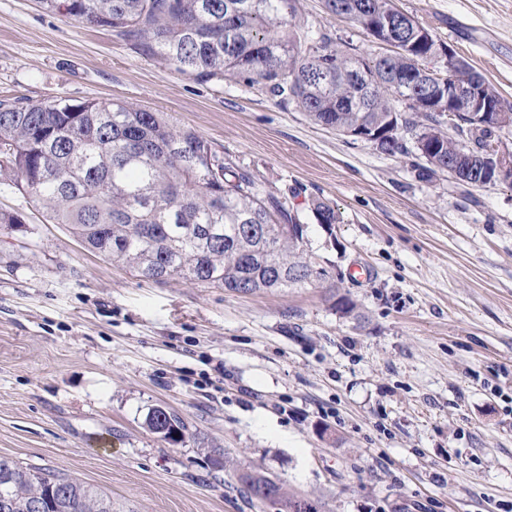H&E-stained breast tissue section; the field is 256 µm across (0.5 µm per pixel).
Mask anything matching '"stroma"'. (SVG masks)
Listing matches in <instances>:
<instances>
[{"label":"stroma","instance_id":"1","mask_svg":"<svg viewBox=\"0 0 512 512\" xmlns=\"http://www.w3.org/2000/svg\"><path fill=\"white\" fill-rule=\"evenodd\" d=\"M512 106V0H396ZM302 22L373 52L359 24ZM121 100L212 142L308 224L323 279L234 293L155 282L0 185V456L116 512H271L256 471L319 512H512V177H423L237 79L198 82L110 30L0 0V100ZM335 207L333 231L313 199ZM369 275L351 277L355 266ZM163 407L187 429L146 424ZM148 428L164 441L179 442L184 436L186 426L183 420L162 407L153 408L146 419ZM177 435V438H174Z\"/></svg>","mask_w":512,"mask_h":512}]
</instances>
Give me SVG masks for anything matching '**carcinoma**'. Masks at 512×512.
Wrapping results in <instances>:
<instances>
[{
  "label": "carcinoma",
  "mask_w": 512,
  "mask_h": 512,
  "mask_svg": "<svg viewBox=\"0 0 512 512\" xmlns=\"http://www.w3.org/2000/svg\"><path fill=\"white\" fill-rule=\"evenodd\" d=\"M44 10L110 28L198 81L224 76L290 100L317 124L346 134L380 132L388 153L408 151L414 133L435 145L423 171L437 173L461 146L475 162L464 184L485 185L480 156L495 151L497 126L468 112L443 130L446 115L421 105L469 64L448 65L442 78L410 72L437 54L432 33L398 10L394 0H325L331 14L360 25L368 12L390 21L412 52L366 59L314 38L298 18L296 0H40ZM407 101L394 106L390 91ZM0 181L30 194L54 224L88 250L130 266L140 277H181L236 293L302 285L319 278L303 249L306 225L283 198L218 157L196 131L173 126L161 113L123 102L0 103ZM316 223L338 222L334 207L310 204ZM148 428L179 442L186 426L162 407ZM0 512H112V499L75 481L0 458Z\"/></svg>",
  "instance_id": "carcinoma-1"
}]
</instances>
